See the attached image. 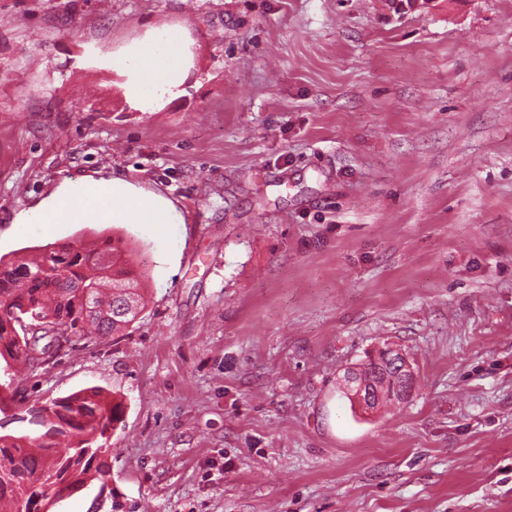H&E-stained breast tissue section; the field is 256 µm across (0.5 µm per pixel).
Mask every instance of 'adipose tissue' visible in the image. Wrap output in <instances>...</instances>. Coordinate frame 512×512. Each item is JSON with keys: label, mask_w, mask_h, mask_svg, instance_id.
Segmentation results:
<instances>
[{"label": "adipose tissue", "mask_w": 512, "mask_h": 512, "mask_svg": "<svg viewBox=\"0 0 512 512\" xmlns=\"http://www.w3.org/2000/svg\"><path fill=\"white\" fill-rule=\"evenodd\" d=\"M191 67L189 43L178 26L148 29L112 52V70L128 102L147 112L179 96ZM21 224H168L169 210L151 195H134L120 181L66 183L45 204L17 217Z\"/></svg>", "instance_id": "1"}]
</instances>
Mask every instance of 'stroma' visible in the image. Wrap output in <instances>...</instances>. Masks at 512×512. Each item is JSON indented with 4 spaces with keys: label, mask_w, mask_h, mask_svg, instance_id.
Wrapping results in <instances>:
<instances>
[{
    "label": "stroma",
    "mask_w": 512,
    "mask_h": 512,
    "mask_svg": "<svg viewBox=\"0 0 512 512\" xmlns=\"http://www.w3.org/2000/svg\"><path fill=\"white\" fill-rule=\"evenodd\" d=\"M163 25L194 67L140 112L112 51ZM101 178L172 223H16ZM112 236L140 318L0 413L123 396L60 512H512V0H0V255ZM386 342L412 396L351 408ZM379 352H382L385 357V367H390L403 378H411L414 376V370L411 363L400 349L388 346L385 349H380Z\"/></svg>",
    "instance_id": "obj_1"
}]
</instances>
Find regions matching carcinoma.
<instances>
[{
  "label": "carcinoma",
  "mask_w": 512,
  "mask_h": 512,
  "mask_svg": "<svg viewBox=\"0 0 512 512\" xmlns=\"http://www.w3.org/2000/svg\"><path fill=\"white\" fill-rule=\"evenodd\" d=\"M121 240L89 250L74 242L46 248L32 262L0 256V412L21 393L25 376L54 358L130 327L144 309L147 270L122 264ZM368 388L393 389L392 372L362 369ZM122 401L89 387L36 408L37 434H0V507L7 512H51L70 494L107 480L102 462L107 433L120 420Z\"/></svg>",
  "instance_id": "carcinoma-1"
}]
</instances>
